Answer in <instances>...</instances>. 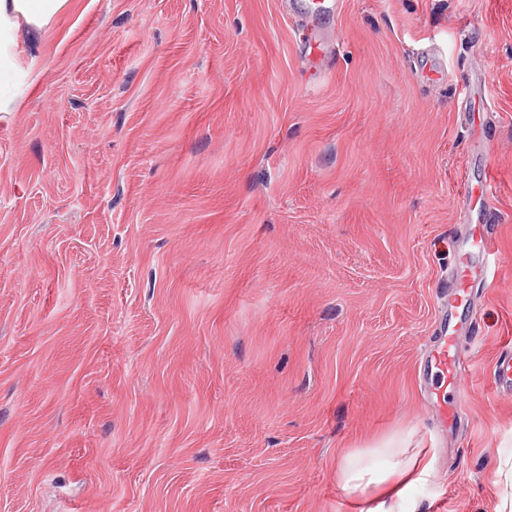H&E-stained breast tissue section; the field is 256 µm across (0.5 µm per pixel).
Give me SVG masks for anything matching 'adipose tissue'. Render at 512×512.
Here are the masks:
<instances>
[{
    "label": "adipose tissue",
    "instance_id": "obj_1",
    "mask_svg": "<svg viewBox=\"0 0 512 512\" xmlns=\"http://www.w3.org/2000/svg\"><path fill=\"white\" fill-rule=\"evenodd\" d=\"M67 0H0V112L11 111L26 85L27 73L16 50L20 26L48 27ZM431 460L422 452L386 445L343 453L336 480L347 492L376 493L373 512H403L408 488L419 475L430 472Z\"/></svg>",
    "mask_w": 512,
    "mask_h": 512
}]
</instances>
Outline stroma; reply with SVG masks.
Returning <instances> with one entry per match:
<instances>
[{
    "label": "stroma",
    "mask_w": 512,
    "mask_h": 512,
    "mask_svg": "<svg viewBox=\"0 0 512 512\" xmlns=\"http://www.w3.org/2000/svg\"><path fill=\"white\" fill-rule=\"evenodd\" d=\"M326 31L320 68L301 34ZM0 112V512H359L342 451L512 448V0H68ZM491 186L444 430L427 352Z\"/></svg>",
    "instance_id": "obj_1"
}]
</instances>
